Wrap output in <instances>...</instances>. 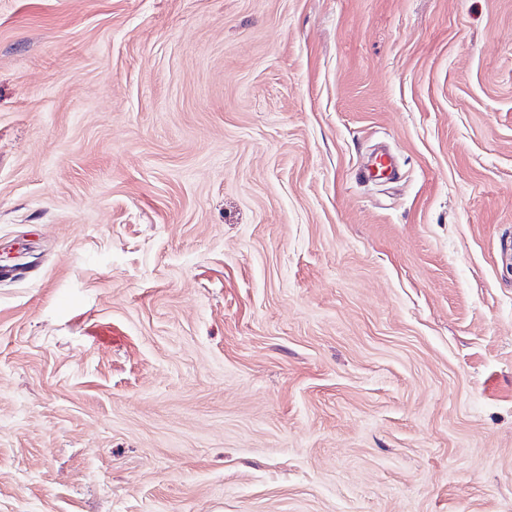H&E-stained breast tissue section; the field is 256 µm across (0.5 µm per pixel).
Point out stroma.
Returning <instances> with one entry per match:
<instances>
[{"instance_id":"1","label":"stroma","mask_w":512,"mask_h":512,"mask_svg":"<svg viewBox=\"0 0 512 512\" xmlns=\"http://www.w3.org/2000/svg\"><path fill=\"white\" fill-rule=\"evenodd\" d=\"M0 512H512V0H0Z\"/></svg>"}]
</instances>
